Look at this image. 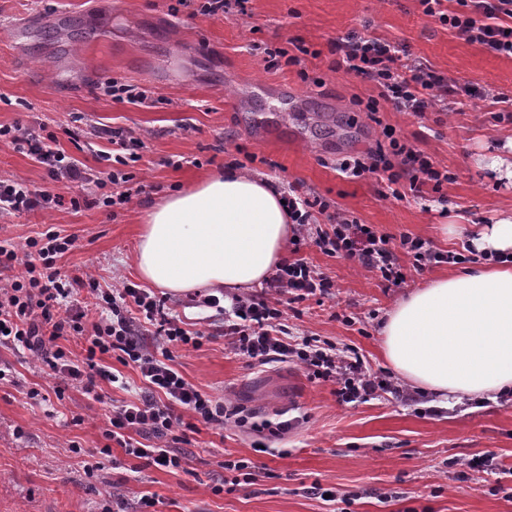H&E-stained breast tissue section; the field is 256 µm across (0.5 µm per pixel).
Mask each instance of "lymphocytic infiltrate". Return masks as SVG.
Listing matches in <instances>:
<instances>
[{
	"label": "lymphocytic infiltrate",
	"instance_id": "obj_1",
	"mask_svg": "<svg viewBox=\"0 0 512 512\" xmlns=\"http://www.w3.org/2000/svg\"><path fill=\"white\" fill-rule=\"evenodd\" d=\"M419 3L425 15L437 18L465 40L490 53L512 56V0H456L452 11L443 9V0ZM332 50L347 73L378 88L379 100L365 105L369 112L377 111L384 101L396 111L421 118L436 103L450 100L459 104L488 95L483 87L448 81L423 62L403 63L399 47L381 38L351 32L336 38ZM383 134L384 142L365 157L345 160L342 172L351 177H379L391 185V195L399 201L420 197L425 186L437 188L447 182V170L429 155L401 141L393 129H384ZM0 143L46 167L51 179L65 178L81 188L79 194L66 199L46 190H31L21 178L1 177V215L64 205L74 209L83 205L125 207L137 194L130 186L133 175L128 168L137 162L143 142L130 133L113 131L112 143L119 152L102 153V160L110 165L103 178L93 176L79 160L51 148L43 137L21 124L1 125ZM283 199L295 226L291 258L281 261L259 292L231 296L226 308L221 307L219 297L207 294L200 299V306L222 308L224 339L233 354L258 365L297 363L311 380L330 384L339 402H359L383 392L411 399L409 389L392 376L370 373L355 350L289 335L283 301L325 297L332 288L301 252L304 247L316 246L328 256L354 261L390 286L406 278L402 255L411 256V266L417 270L443 263L464 264L470 262V255L444 252L410 235L392 239L351 215L331 210L321 196L301 192L293 184ZM76 243L75 236L52 227L27 238L21 246L0 239V345L29 351L58 380L55 394L74 385L95 402L103 398L101 381L118 380L107 369L106 357H116L122 365L139 371L146 390L138 400L113 404L109 424L101 433V454L119 447L128 457L177 470L186 463L177 449L183 441L185 414L208 425L220 426L230 418L237 425H246L245 417H232L223 401L202 392L178 369L175 349L198 347L201 336L170 315L164 299L124 280L111 289H101L89 270L73 277L61 274L57 260L75 249ZM82 288L88 289L103 310L91 323L86 322L85 311L73 304L75 292ZM64 336L84 337L86 347L80 361H73L56 347V340Z\"/></svg>",
	"mask_w": 512,
	"mask_h": 512
}]
</instances>
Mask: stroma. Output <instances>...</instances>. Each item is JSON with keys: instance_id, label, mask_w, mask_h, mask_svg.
<instances>
[{"instance_id": "1", "label": "stroma", "mask_w": 512, "mask_h": 512, "mask_svg": "<svg viewBox=\"0 0 512 512\" xmlns=\"http://www.w3.org/2000/svg\"><path fill=\"white\" fill-rule=\"evenodd\" d=\"M175 0H0V125L22 123L57 134L59 149L102 172L96 151L110 140L90 138L76 150L64 128L131 130L145 146L133 168L144 191L126 209L64 207L0 216V239L24 243L47 225L73 235L78 246L58 266L71 275L90 269L101 287L114 276L132 283L143 211L171 192L249 163L252 174L287 187L300 182L336 209L400 238L410 234L441 250H460L482 226L512 214V181L487 165L512 162V121L497 119L492 100H474L418 118L381 103L377 117L359 101L377 96L373 84L340 69L331 43L350 32L405 46L411 58L459 83L512 97V57L488 53L424 15L418 0H251L250 15L233 19L172 13ZM309 48L301 68L265 69L264 48ZM117 79L147 90L145 108L117 103L101 88ZM392 126L452 173L446 204L385 197L373 176L346 177L343 159L374 149ZM0 176H17L36 191L76 195L26 155L0 146ZM305 255L335 285L323 302L296 305L295 334L320 337L363 355L372 373L390 366L382 325L406 293L448 275L441 264L408 270L405 283L385 288L372 273L317 247ZM173 315L202 331L198 348L176 363L202 391L230 399L249 421H289L272 438L240 428L201 426L182 450L187 470H163L96 453L116 400L144 390L136 370L121 368L124 387L104 386L103 401L80 389L42 401L30 388L52 391L56 380L24 353L0 348V512H112L121 486L126 512L142 496L156 512H330L311 486L355 495L349 512H512V397L467 398L441 405L431 394L404 401L389 396L341 404L330 386L311 382L291 363L250 366L224 346V320L193 307L190 294L157 289ZM355 317V324L344 321ZM83 451L70 452V442ZM490 455L500 475L461 472L455 462ZM121 466H113V459ZM245 458L256 477L224 490L225 459Z\"/></svg>"}]
</instances>
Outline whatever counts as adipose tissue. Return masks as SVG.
<instances>
[{
	"mask_svg": "<svg viewBox=\"0 0 512 512\" xmlns=\"http://www.w3.org/2000/svg\"><path fill=\"white\" fill-rule=\"evenodd\" d=\"M291 236L279 187L235 170L166 197L146 214L134 264L175 293L261 284ZM484 259L410 292L382 329L389 365L444 397L512 392V215L471 240Z\"/></svg>",
	"mask_w": 512,
	"mask_h": 512,
	"instance_id": "adipose-tissue-1",
	"label": "adipose tissue"
}]
</instances>
